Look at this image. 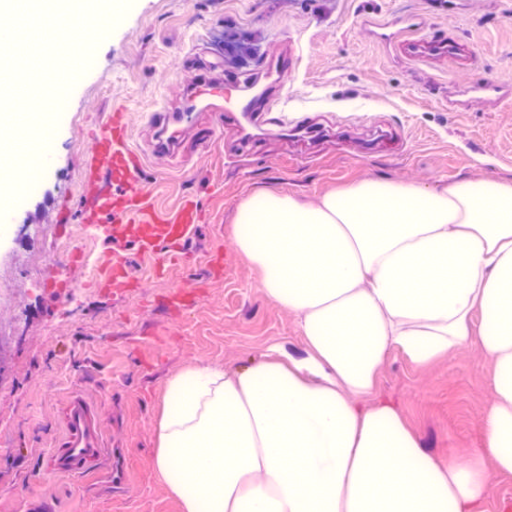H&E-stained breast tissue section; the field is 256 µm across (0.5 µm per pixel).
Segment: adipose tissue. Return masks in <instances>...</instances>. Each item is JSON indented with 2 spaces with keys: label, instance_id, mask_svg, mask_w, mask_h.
Listing matches in <instances>:
<instances>
[{
  "label": "adipose tissue",
  "instance_id": "1",
  "mask_svg": "<svg viewBox=\"0 0 512 512\" xmlns=\"http://www.w3.org/2000/svg\"><path fill=\"white\" fill-rule=\"evenodd\" d=\"M235 222L305 351L168 380L154 465L184 512H481L487 467L512 473V182L368 178L313 205L246 199ZM471 345L492 403L478 447L441 462L372 394L391 352L427 366Z\"/></svg>",
  "mask_w": 512,
  "mask_h": 512
}]
</instances>
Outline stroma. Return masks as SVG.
Returning <instances> with one entry per match:
<instances>
[{
	"mask_svg": "<svg viewBox=\"0 0 512 512\" xmlns=\"http://www.w3.org/2000/svg\"><path fill=\"white\" fill-rule=\"evenodd\" d=\"M403 17L452 29L472 63L412 61L372 40L370 23ZM287 53L295 69L267 77ZM204 66L271 95L286 126L248 129L239 113L202 107L176 153L157 151L159 113L182 107ZM491 76L512 78V0H130L106 21L63 112L43 126L36 190L0 217V512H181L154 469L168 378L197 362L244 366L274 344L303 349L294 318L235 247L237 204L270 189L312 203L372 175L426 189L512 182V101L448 108L449 93ZM116 107L143 156L149 212L188 197L202 213L163 264L132 239L82 231L93 133ZM201 128L213 141L198 139ZM65 237L83 254L60 256ZM111 261L120 277L108 286L99 277ZM70 288L84 301L68 310ZM489 374L473 348L425 367L394 352L375 397L444 461L476 447ZM74 391L97 403L107 445L79 479L48 466Z\"/></svg>",
	"mask_w": 512,
	"mask_h": 512,
	"instance_id": "35a3bbf8",
	"label": "stroma"
}]
</instances>
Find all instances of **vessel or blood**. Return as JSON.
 Listing matches in <instances>:
<instances>
[{
	"instance_id": "obj_1",
	"label": "vessel or blood",
	"mask_w": 512,
	"mask_h": 512,
	"mask_svg": "<svg viewBox=\"0 0 512 512\" xmlns=\"http://www.w3.org/2000/svg\"><path fill=\"white\" fill-rule=\"evenodd\" d=\"M373 35L380 41L396 42L402 53L414 61L445 59L454 63L467 54L466 43L455 35H419L411 30L392 31L382 25L375 26ZM227 88L223 76L206 73L196 80L190 98L199 103L220 101ZM472 91L486 102H499L512 97V81L498 78L475 84ZM188 119L185 113L168 115L161 127L159 149H170L178 141L181 126ZM141 170L142 162L130 145L126 114L113 109L104 129L95 137V150L86 172L87 180L106 184L88 223L103 227L107 234L133 239L145 253L163 259L167 246L186 238L200 221L201 213L194 203L188 202L175 214L142 218L144 201L136 186ZM63 427L50 462L56 473L71 477L86 474L91 463L102 459L105 453L97 404L81 394L72 395L65 407Z\"/></svg>"
}]
</instances>
